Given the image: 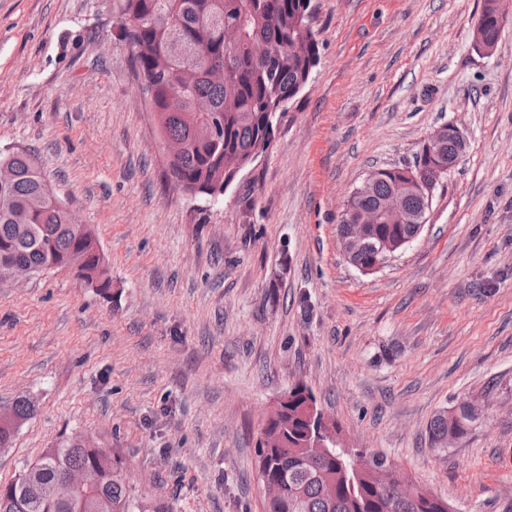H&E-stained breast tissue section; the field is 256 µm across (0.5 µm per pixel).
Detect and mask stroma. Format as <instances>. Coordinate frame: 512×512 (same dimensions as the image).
<instances>
[{
  "instance_id": "stroma-1",
  "label": "stroma",
  "mask_w": 512,
  "mask_h": 512,
  "mask_svg": "<svg viewBox=\"0 0 512 512\" xmlns=\"http://www.w3.org/2000/svg\"><path fill=\"white\" fill-rule=\"evenodd\" d=\"M483 5L311 0L308 84L208 203L166 178L118 0H0V149L34 156L112 280L108 296L65 268L0 281V409L35 408L0 484L87 438L145 503L264 512L257 441L302 383L341 446L452 512H512V12L485 55ZM445 123L467 146L422 232L360 272L345 201ZM464 402L479 419L434 449L430 421Z\"/></svg>"
}]
</instances>
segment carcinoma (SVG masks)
Listing matches in <instances>:
<instances>
[{
	"mask_svg": "<svg viewBox=\"0 0 512 512\" xmlns=\"http://www.w3.org/2000/svg\"><path fill=\"white\" fill-rule=\"evenodd\" d=\"M498 0H484L476 27L487 44L498 43L501 26ZM311 0H121L123 38L129 44L136 78L150 109L158 114L162 139L180 147L172 165L174 188L191 196L210 195L208 188L224 181V173L265 154L275 133V104L291 102L308 82L319 59L314 31L300 27L299 16ZM240 21L243 40L233 53L224 47V23ZM278 47L271 63L257 61L250 46ZM210 108L197 119L196 102ZM420 154L413 164L384 168L368 189L352 197L338 224L340 247L354 267L377 258L375 247L401 250L419 236V225L383 221L365 229L367 239L345 237L348 219L357 209H375L399 183L417 178ZM12 169L11 181L0 186V263L24 266L34 275L81 257L87 280L110 281L105 261L91 232L73 223V216L49 188L33 158L22 151H0V164ZM314 400L303 384L288 391V403L277 419L264 422L258 442L261 481L278 485L282 497L265 503V512H450L439 499L401 500L395 482L376 488L369 469H354L355 459L330 446L331 457L318 466L308 458L304 432L305 407ZM472 422L466 415L451 419L437 414L430 422L431 444L446 447L449 435L466 436ZM70 468L87 470L96 487L79 512H167L162 504L146 509L124 476L122 458L91 443H71L48 450L34 464H25L16 480L0 486V512H69L49 494L31 496L26 480L35 473L50 487Z\"/></svg>",
	"mask_w": 512,
	"mask_h": 512,
	"instance_id": "cac0c4a2",
	"label": "carcinoma"
}]
</instances>
